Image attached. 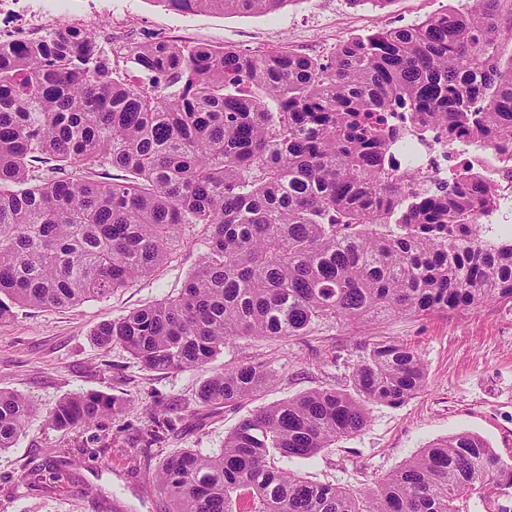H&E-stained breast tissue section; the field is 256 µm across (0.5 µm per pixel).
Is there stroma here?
<instances>
[{
	"label": "stroma",
	"mask_w": 512,
	"mask_h": 512,
	"mask_svg": "<svg viewBox=\"0 0 512 512\" xmlns=\"http://www.w3.org/2000/svg\"><path fill=\"white\" fill-rule=\"evenodd\" d=\"M471 0H288L262 13H183L165 0H14L0 23L24 25L37 39L65 27L97 34L103 47H131L154 40L182 46L210 44L249 51L285 48L311 57L329 55L356 35L411 26ZM187 245L156 273L106 297L71 307L16 308L0 324V389L34 407L14 447L0 450V512H165L154 482L159 463L190 448L216 454L225 437L253 411L307 391L345 388L362 338H390L412 346L423 362L425 387L398 406L370 408L366 428L310 459L285 464L306 480L334 483L354 492L372 487L429 444L460 432L485 440L512 462V302L493 300L461 313L391 316L364 329L336 323L315 325L286 341H228L205 368L154 372L121 345L104 348L93 337L102 322L177 296L205 251L201 228L185 231ZM262 361L276 373L273 386L236 409L204 407L201 386L225 366ZM100 391L123 398L124 411L82 434L65 433L47 421L64 398ZM180 418L176 431L149 443L155 417ZM104 438L105 457L94 454ZM87 445L79 454V445ZM79 455L69 464L66 454Z\"/></svg>",
	"instance_id": "35a3bbf8"
}]
</instances>
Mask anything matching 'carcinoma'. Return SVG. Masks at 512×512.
<instances>
[{
  "mask_svg": "<svg viewBox=\"0 0 512 512\" xmlns=\"http://www.w3.org/2000/svg\"><path fill=\"white\" fill-rule=\"evenodd\" d=\"M271 13L289 0H165ZM512 0H474L340 42L318 59L154 41L109 66L81 28L0 40V323L22 306L100 299L152 275L203 229L206 251L175 296L101 324L150 371L202 368L230 339L288 340L312 325L462 311L512 300V233L485 236L500 203L477 168L431 182L399 174L406 142H512ZM116 174L103 180L98 170ZM351 391L321 388L243 418L217 455L167 457L155 482L172 512H512V462L478 436L435 442L364 492L277 466L310 458L399 405L426 374L417 352L365 339ZM263 362L227 365L206 405L235 409L272 386ZM123 400H61L53 427L81 432ZM33 407L0 390V450Z\"/></svg>",
  "mask_w": 512,
  "mask_h": 512,
  "instance_id": "cac0c4a2",
  "label": "carcinoma"
}]
</instances>
